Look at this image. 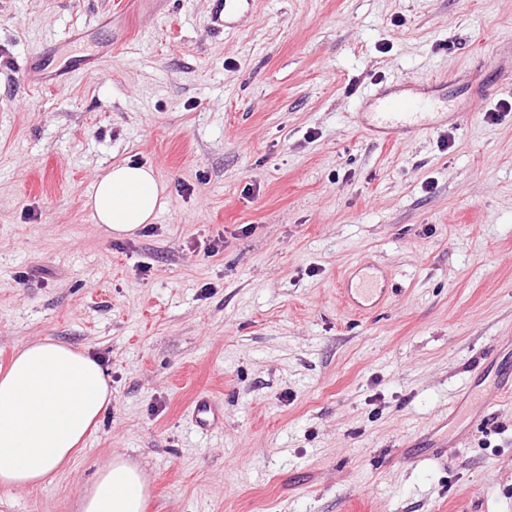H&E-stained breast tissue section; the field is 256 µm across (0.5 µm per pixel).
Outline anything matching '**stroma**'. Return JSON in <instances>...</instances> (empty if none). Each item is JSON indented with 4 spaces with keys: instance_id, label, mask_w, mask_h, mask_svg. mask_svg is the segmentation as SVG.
Listing matches in <instances>:
<instances>
[{
    "instance_id": "1",
    "label": "stroma",
    "mask_w": 512,
    "mask_h": 512,
    "mask_svg": "<svg viewBox=\"0 0 512 512\" xmlns=\"http://www.w3.org/2000/svg\"><path fill=\"white\" fill-rule=\"evenodd\" d=\"M113 2L0 0V367L49 338L112 381L74 463L0 512H77L116 452L147 512H512V398L409 457L512 369V111L485 118L512 104V0H256L221 34L208 0ZM73 27L111 64L31 93ZM395 79L447 80L457 124L364 135ZM121 162L167 203L108 238L86 201ZM362 260L389 293L358 316L339 282ZM201 396L222 426L194 425Z\"/></svg>"
}]
</instances>
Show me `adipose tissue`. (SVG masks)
<instances>
[{
	"instance_id": "ef3b65f1",
	"label": "adipose tissue",
	"mask_w": 512,
	"mask_h": 512,
	"mask_svg": "<svg viewBox=\"0 0 512 512\" xmlns=\"http://www.w3.org/2000/svg\"><path fill=\"white\" fill-rule=\"evenodd\" d=\"M166 186L151 167L118 163L89 196L108 235L126 236L151 223ZM112 403L99 361L72 346L42 339L20 346L0 375V488L51 483ZM149 484L141 468L113 455L83 492L80 512H145Z\"/></svg>"
}]
</instances>
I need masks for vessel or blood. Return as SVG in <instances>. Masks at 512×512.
<instances>
[{
	"mask_svg": "<svg viewBox=\"0 0 512 512\" xmlns=\"http://www.w3.org/2000/svg\"><path fill=\"white\" fill-rule=\"evenodd\" d=\"M209 18L215 32L236 28V15L249 8L253 0H209ZM52 45H44L41 55L29 63L25 80L31 90L39 91L67 84L77 73L99 68L100 58L78 55L60 66L53 63ZM438 83L398 82L381 88L361 113L359 125L371 139L393 143L413 133L435 129L443 122L442 113L436 112ZM340 294L345 305L354 313H366L380 304L387 290L380 285L369 264H360L353 275L344 279Z\"/></svg>",
	"mask_w": 512,
	"mask_h": 512,
	"instance_id": "vessel-or-blood-1",
	"label": "vessel or blood"
}]
</instances>
